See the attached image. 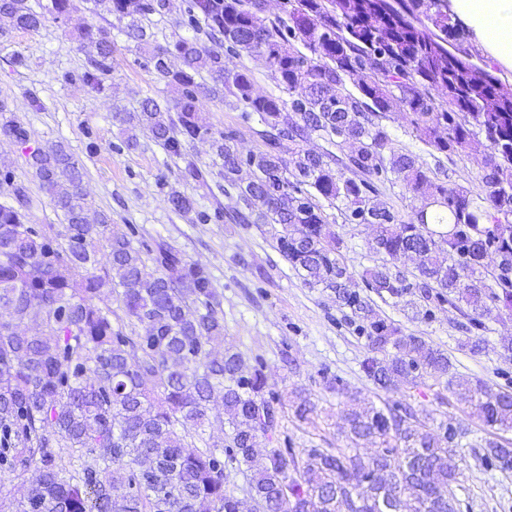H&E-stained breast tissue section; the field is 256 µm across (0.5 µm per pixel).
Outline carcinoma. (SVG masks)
<instances>
[{
	"label": "carcinoma",
	"mask_w": 512,
	"mask_h": 512,
	"mask_svg": "<svg viewBox=\"0 0 512 512\" xmlns=\"http://www.w3.org/2000/svg\"><path fill=\"white\" fill-rule=\"evenodd\" d=\"M262 0H187L176 36L150 52L159 79L175 88L173 103L147 97L134 115L171 157L185 144L211 138L205 169L193 180L237 192L243 207L232 220L281 227L277 249L303 282L335 293L366 340L365 376L388 394L363 402L339 376H325L346 422L344 448L254 451L278 427V411L257 359L249 368L224 343V317L210 272L163 242L142 251L134 232L92 211L84 166L60 142L30 145L27 126L0 104V136L28 152L30 166L60 214L61 227L32 223L33 199L0 162V467L23 480L8 512H470L460 498L459 448L471 433L465 420H437L393 398L408 378L446 379L456 402L471 408L490 435L481 461L490 474L512 476V390L482 380L451 378L448 354L378 316L382 302L420 304L423 317L450 306L465 319L462 346L477 353L493 311H512V92L495 69L464 68V32L447 0H284V16L265 25ZM89 12L129 19L126 34L143 42L152 18L169 0H85ZM74 0H0V18L36 30L45 16L65 20ZM96 56L81 79L103 87L111 70L112 36L94 23L81 31ZM257 53L280 94L255 96L246 71L224 73V55ZM181 67L168 64L170 58ZM207 74L212 85L196 77ZM352 80L356 92L346 87ZM287 97H282V94ZM232 96L245 122L258 117L263 148L245 155L236 131L215 134L202 117V96ZM177 113L172 118L171 112ZM300 117L290 122L284 113ZM404 112L429 155L486 153L483 194L448 187L422 158L399 149L385 121ZM317 133L336 151L301 152L297 141ZM247 169L250 180L237 175ZM400 183L432 211L404 216L382 200ZM181 215L211 220L180 194L168 197ZM344 224H371L377 263L356 280L327 223L323 203ZM108 250L112 293L121 313L101 298L99 246ZM417 255L415 272L397 269ZM493 254L498 264L474 277ZM33 325L26 334L21 327ZM142 327L144 332L137 331ZM221 403L229 430L221 443L199 448L194 434ZM291 408L310 421L316 405L302 391ZM86 456L73 472L56 452ZM232 464L248 480L249 496L224 488Z\"/></svg>",
	"instance_id": "obj_1"
}]
</instances>
